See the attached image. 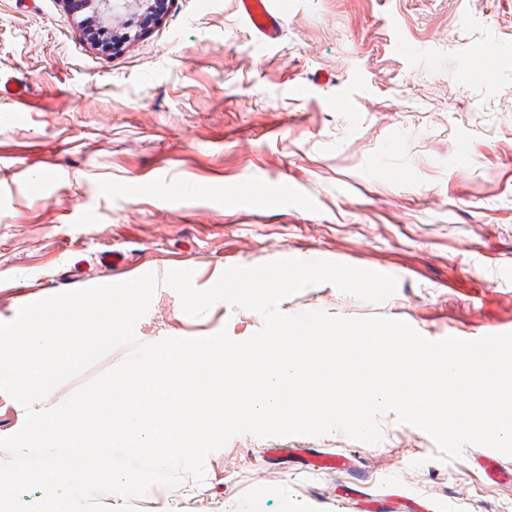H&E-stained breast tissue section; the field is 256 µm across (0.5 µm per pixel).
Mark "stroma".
Returning a JSON list of instances; mask_svg holds the SVG:
<instances>
[{"label": "stroma", "instance_id": "35a3bbf8", "mask_svg": "<svg viewBox=\"0 0 512 512\" xmlns=\"http://www.w3.org/2000/svg\"><path fill=\"white\" fill-rule=\"evenodd\" d=\"M262 42L238 0H172L107 54L63 0H0V321L54 294L193 270L313 257L397 277L375 304L318 284L288 315L401 319L429 340L512 333V0H270ZM414 46L400 53L398 44ZM499 48L495 65L476 50ZM306 85L307 94L296 93ZM285 181L292 196L269 185ZM121 251L125 267L98 255ZM263 325L216 302L187 316L160 286L140 343ZM382 439L232 437L204 481L157 484L158 512H512V456L481 445L437 459L387 412ZM347 457L316 470L267 454ZM493 457L501 475L485 479Z\"/></svg>", "mask_w": 512, "mask_h": 512}]
</instances>
